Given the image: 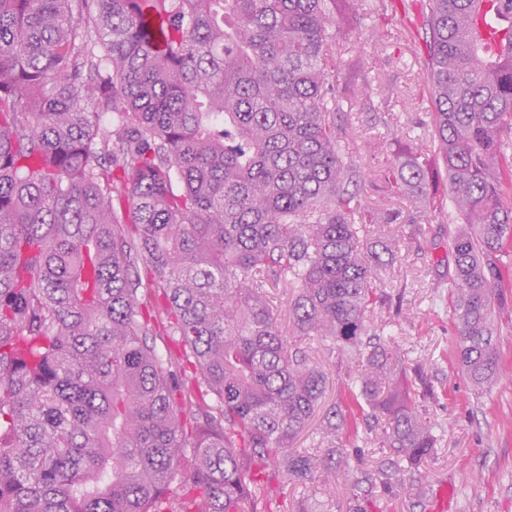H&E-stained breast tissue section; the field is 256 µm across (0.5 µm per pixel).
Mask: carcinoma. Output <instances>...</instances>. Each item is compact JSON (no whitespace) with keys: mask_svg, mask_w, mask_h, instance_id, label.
<instances>
[{"mask_svg":"<svg viewBox=\"0 0 512 512\" xmlns=\"http://www.w3.org/2000/svg\"><path fill=\"white\" fill-rule=\"evenodd\" d=\"M358 0H0V512H275L272 482L336 466L294 443L327 373L358 366L320 424L420 468L437 438L377 303L373 224L337 123L370 93L335 28ZM431 148L449 236L455 360L507 368L512 0H420ZM419 198L422 154L378 174ZM292 290L293 339L267 289Z\"/></svg>","mask_w":512,"mask_h":512,"instance_id":"carcinoma-1","label":"carcinoma"}]
</instances>
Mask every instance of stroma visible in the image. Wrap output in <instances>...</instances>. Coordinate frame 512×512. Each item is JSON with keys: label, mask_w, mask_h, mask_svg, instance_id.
Returning a JSON list of instances; mask_svg holds the SVG:
<instances>
[{"label": "stroma", "mask_w": 512, "mask_h": 512, "mask_svg": "<svg viewBox=\"0 0 512 512\" xmlns=\"http://www.w3.org/2000/svg\"><path fill=\"white\" fill-rule=\"evenodd\" d=\"M419 5L410 9L389 6L385 21L364 14L358 28H340L339 40L354 50L356 66L372 85L370 99L355 90H341L339 120L347 129V157L360 172L358 195L364 205L398 213V231L389 247L393 264L384 267L377 281L380 292L400 295L403 313L390 318L393 341L406 366L421 365L437 399L429 406L439 439L433 457L418 472L416 482L426 487L427 497L407 495L399 483L377 491L368 512H429L431 496L444 485L453 494L445 512H512V369L483 396H476L455 359L456 329L448 314L452 286L445 247L412 235L409 221L427 211L433 229L451 231L461 219L447 205L448 184L440 162L432 167L438 176L428 190L441 207L423 204L377 191L375 173L395 154L414 146L421 127L431 121V102L424 86L419 55L424 32L417 26ZM351 495L338 477L307 484L280 478L276 486L275 512H301L315 504H328L333 512H345Z\"/></svg>", "instance_id": "stroma-1"}]
</instances>
